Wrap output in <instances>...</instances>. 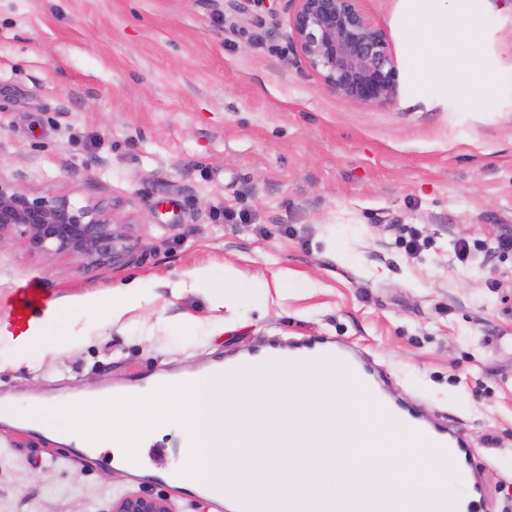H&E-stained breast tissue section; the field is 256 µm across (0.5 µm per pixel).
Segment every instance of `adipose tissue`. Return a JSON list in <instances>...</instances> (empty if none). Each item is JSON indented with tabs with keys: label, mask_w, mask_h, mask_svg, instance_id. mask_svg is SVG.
Here are the masks:
<instances>
[{
	"label": "adipose tissue",
	"mask_w": 512,
	"mask_h": 512,
	"mask_svg": "<svg viewBox=\"0 0 512 512\" xmlns=\"http://www.w3.org/2000/svg\"><path fill=\"white\" fill-rule=\"evenodd\" d=\"M408 24L413 33L409 48L417 57L418 84L436 81L468 95L488 89L490 80L474 49L479 34L475 19L462 17L449 23L446 10L435 6L434 0H422ZM246 279L245 273L228 264L219 280L207 269L195 270L190 286L208 298L213 310L232 312L237 308ZM68 310L67 303L47 297L22 319L0 318V342L11 345L12 366L26 363L35 352L45 358L64 353L70 324Z\"/></svg>",
	"instance_id": "adipose-tissue-1"
}]
</instances>
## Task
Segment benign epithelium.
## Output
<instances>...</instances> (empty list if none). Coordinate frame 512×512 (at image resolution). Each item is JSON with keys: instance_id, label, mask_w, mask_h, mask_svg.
<instances>
[{"instance_id": "obj_1", "label": "benign epithelium", "mask_w": 512, "mask_h": 512, "mask_svg": "<svg viewBox=\"0 0 512 512\" xmlns=\"http://www.w3.org/2000/svg\"><path fill=\"white\" fill-rule=\"evenodd\" d=\"M288 37L321 84L364 105L393 102L399 66L387 33L361 10L359 0H289ZM18 232L34 254H67L86 268L119 265L133 253L126 226L114 222L102 203L78 206L47 192L33 196L0 182V243ZM111 512H175L164 497L127 494Z\"/></svg>"}]
</instances>
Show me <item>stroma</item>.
<instances>
[{
	"instance_id": "obj_1",
	"label": "stroma",
	"mask_w": 512,
	"mask_h": 512,
	"mask_svg": "<svg viewBox=\"0 0 512 512\" xmlns=\"http://www.w3.org/2000/svg\"><path fill=\"white\" fill-rule=\"evenodd\" d=\"M446 4L449 19L479 23L489 92L416 88L417 0H360L400 70L395 101L363 105L306 67L287 0H0V181L113 203L134 245L129 263L88 270L29 253L16 233L0 243V317L33 286L74 322L54 359L16 368L0 343V398L67 399L330 338L396 402L459 432L482 512H512V253L454 252L457 239L512 232V0ZM228 263L270 283L234 321L192 289L173 293ZM277 276L291 289L272 288ZM135 278L151 300L104 328L113 288ZM184 440L179 428L148 440L140 474L119 477L0 423V512H110L124 493L228 512L158 482Z\"/></svg>"
}]
</instances>
